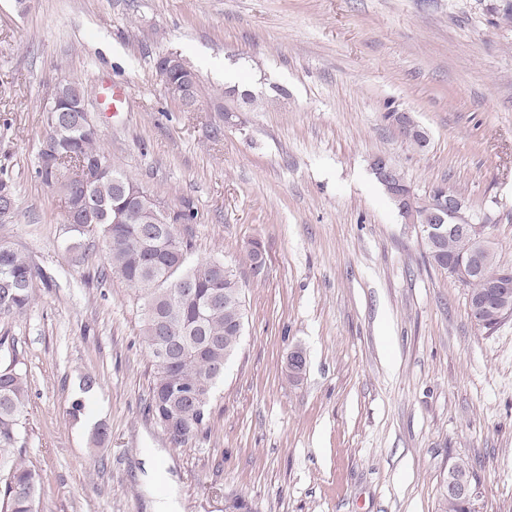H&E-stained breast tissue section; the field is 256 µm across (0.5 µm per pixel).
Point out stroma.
Wrapping results in <instances>:
<instances>
[{"label":"stroma","mask_w":512,"mask_h":512,"mask_svg":"<svg viewBox=\"0 0 512 512\" xmlns=\"http://www.w3.org/2000/svg\"><path fill=\"white\" fill-rule=\"evenodd\" d=\"M510 3L0 0V167L16 201L0 242L45 273L27 310L0 316V365L31 384L20 443L38 512H154L165 494L180 512H440L458 461L480 477L479 512H512V320L478 329L370 169L384 154L418 194L461 192L512 263ZM171 52L200 77L199 111H180L156 68ZM229 69L263 101L240 127L213 96ZM71 78L114 162L161 206L196 212L177 227L191 262L222 260L243 286L240 348L182 445L148 411L133 291L100 278L103 252L76 261L65 201L35 173L46 104ZM112 82L116 111L98 101ZM388 111L426 127L430 148Z\"/></svg>","instance_id":"stroma-1"}]
</instances>
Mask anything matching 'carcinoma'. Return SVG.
I'll return each mask as SVG.
<instances>
[{
    "label": "carcinoma",
    "mask_w": 512,
    "mask_h": 512,
    "mask_svg": "<svg viewBox=\"0 0 512 512\" xmlns=\"http://www.w3.org/2000/svg\"><path fill=\"white\" fill-rule=\"evenodd\" d=\"M171 67L163 77L166 86L188 90L189 98L201 94L198 73L182 54L170 59ZM86 98V90L75 80L58 83L52 93L57 101L60 126L47 125L43 141L53 142L61 154L60 173L53 175L42 167L36 174L46 186L63 195L66 206L80 211L83 222L72 225L79 236L94 225L102 235L106 254L103 275H115L134 289L141 300V335L154 365V379L148 409L174 420L170 440L181 445L201 431L207 407L217 383L224 377V360L239 350L244 325L242 288L235 271L224 274V262L213 259L194 265L188 263L190 244L177 239L171 250L150 251L142 239L143 228L154 224L155 215L163 222L156 225L176 230L178 224H190L195 211L186 207L166 213L146 194L132 209L122 190L135 183L100 145V134L91 123L83 128L73 125L74 106ZM100 160L109 173L91 185H85L72 171L80 160ZM393 204L396 190L404 182L395 171H373ZM130 209L128 223H112L116 211ZM452 237L423 244L425 262L439 271H448V262L459 250ZM512 270L493 254L475 291L497 274ZM43 275L29 257L0 243V315L21 313L33 301V282ZM27 375L12 363L0 366V512H36L38 474L22 457L18 447L22 418L29 403Z\"/></svg>",
    "instance_id": "1"
}]
</instances>
